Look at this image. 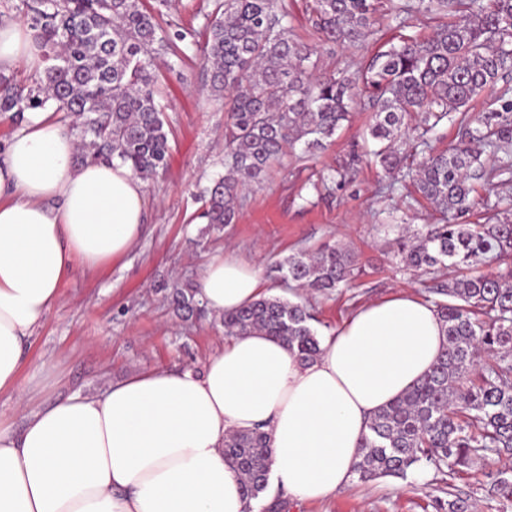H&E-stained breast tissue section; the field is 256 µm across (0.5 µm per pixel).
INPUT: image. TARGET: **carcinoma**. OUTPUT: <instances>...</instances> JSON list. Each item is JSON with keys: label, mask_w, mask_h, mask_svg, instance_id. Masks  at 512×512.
Instances as JSON below:
<instances>
[{"label": "carcinoma", "mask_w": 512, "mask_h": 512, "mask_svg": "<svg viewBox=\"0 0 512 512\" xmlns=\"http://www.w3.org/2000/svg\"><path fill=\"white\" fill-rule=\"evenodd\" d=\"M168 0H19L16 21L34 32L44 67L19 79L0 72V115L19 126L25 112H54L78 135L75 161L118 159L148 180L163 173L170 130L157 97L158 70L196 31L163 28ZM413 9L442 20L428 38L406 35L374 55L360 71L327 73L315 50L295 38L286 0H215L206 17L202 55L211 97L227 112L224 175L200 193L199 218L212 227L237 220L240 194L264 184L287 150H308L333 139L358 99L375 111L363 135L380 145L376 163L401 170L416 155L407 118L422 135L445 123L465 127L446 150L430 151L411 170L414 192L448 215L425 233L394 239L405 268L437 266L464 274L434 292L447 345L431 369L401 397L380 409L361 440L355 473L362 481L406 477L420 462L438 471L467 467L488 453L512 455V199L491 203L478 185L512 183V0H417ZM375 0H314L317 39L356 47L373 34ZM490 97L488 111L469 110ZM492 212L484 224L456 219L476 205ZM356 260L340 247L297 252L278 264L288 288L330 295L348 285ZM175 310L201 308L198 288L175 285ZM227 336L255 330L282 340L302 362L321 354L307 304L263 295L219 317ZM492 362L479 364L481 356ZM224 454L243 494L259 500L272 465L268 433L234 431ZM448 512H474L466 493L448 492Z\"/></svg>", "instance_id": "obj_1"}]
</instances>
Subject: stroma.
Here are the masks:
<instances>
[{
    "label": "stroma",
    "instance_id": "obj_1",
    "mask_svg": "<svg viewBox=\"0 0 512 512\" xmlns=\"http://www.w3.org/2000/svg\"><path fill=\"white\" fill-rule=\"evenodd\" d=\"M311 2L288 0V6L295 34L316 44L308 23ZM406 2L379 0L384 20L362 45L316 44L324 68L356 72L371 55L398 43L402 27L393 8ZM201 48L198 42L183 45L180 56L160 71L172 150L166 173L145 183L142 237L105 268H79L63 282L60 303L25 345L17 395H0V420L22 425L21 395L48 405L146 369L202 370L223 349L224 327L210 316L183 320L166 295L174 284L196 283L204 264L223 252L256 265L270 288L283 257L345 245L360 267L357 278L332 296L302 297L323 336L360 305L399 291L433 301L430 275L401 268L393 237L383 227L399 224L416 233L445 217L429 203H411L409 177L374 164V145L362 138L372 116L367 107H357L325 148L287 154L260 189L241 196L236 223L212 231L197 219V194L224 172L227 121L208 91ZM330 168L342 173V184L317 191L320 173ZM511 466L512 461L488 455L451 475L421 464L403 479L365 482L355 476L328 499L292 501L288 510L439 512L437 501L447 500L453 488L471 494L478 512H512V503L490 491L498 471Z\"/></svg>",
    "mask_w": 512,
    "mask_h": 512
}]
</instances>
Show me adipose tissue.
<instances>
[{"instance_id": "obj_1", "label": "adipose tissue", "mask_w": 512, "mask_h": 512, "mask_svg": "<svg viewBox=\"0 0 512 512\" xmlns=\"http://www.w3.org/2000/svg\"><path fill=\"white\" fill-rule=\"evenodd\" d=\"M41 69L32 31L0 23V68ZM51 112L0 145V394L75 265L124 256L145 225V185L120 161H74ZM214 314L265 292L256 266L213 257L197 281ZM446 347L433 305L408 292L362 305L300 362L264 332L234 336L202 373L148 370L0 424V512H249L224 455L234 430L268 431L275 483L297 501L346 484L372 416Z\"/></svg>"}]
</instances>
